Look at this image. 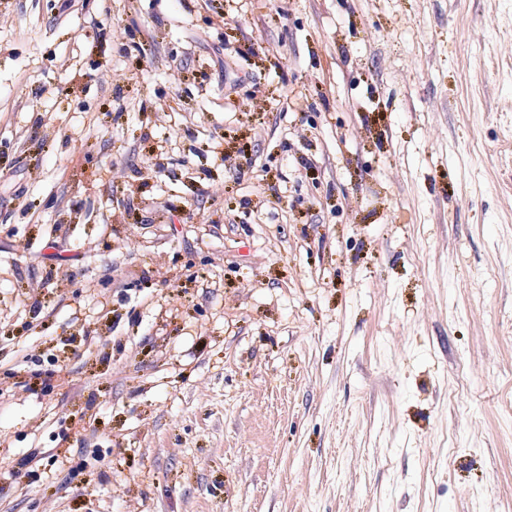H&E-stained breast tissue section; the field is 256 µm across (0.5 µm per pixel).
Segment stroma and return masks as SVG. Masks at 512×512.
<instances>
[{"instance_id":"35a3bbf8","label":"stroma","mask_w":512,"mask_h":512,"mask_svg":"<svg viewBox=\"0 0 512 512\" xmlns=\"http://www.w3.org/2000/svg\"><path fill=\"white\" fill-rule=\"evenodd\" d=\"M0 512H512V0H0Z\"/></svg>"}]
</instances>
